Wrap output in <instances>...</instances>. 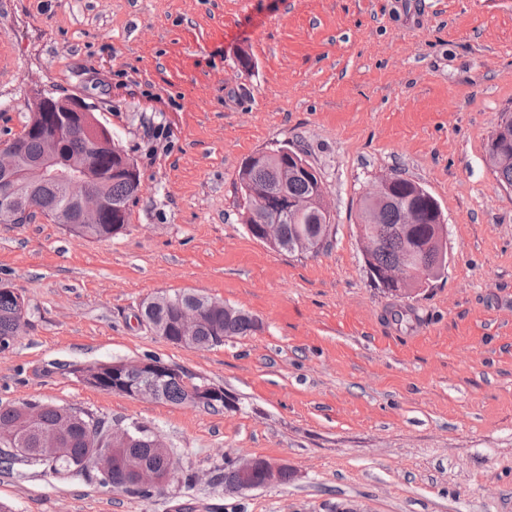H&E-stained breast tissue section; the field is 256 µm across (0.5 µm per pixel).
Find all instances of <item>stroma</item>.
Segmentation results:
<instances>
[{"label":"stroma","mask_w":512,"mask_h":512,"mask_svg":"<svg viewBox=\"0 0 512 512\" xmlns=\"http://www.w3.org/2000/svg\"><path fill=\"white\" fill-rule=\"evenodd\" d=\"M249 65H242V57ZM90 104L142 192L88 241L0 224V283L28 324L0 353V405L78 407L159 434L151 498L23 465L12 512H512V190L487 143L512 112V0H0V141L35 93ZM302 151L330 212L318 252L255 240L237 193L256 152ZM400 172L439 201L444 274L406 299L371 282L357 203ZM195 292L260 327L208 349L138 315ZM154 357L222 386L212 413L93 388L73 366ZM288 463L228 496L225 455Z\"/></svg>","instance_id":"1"}]
</instances>
